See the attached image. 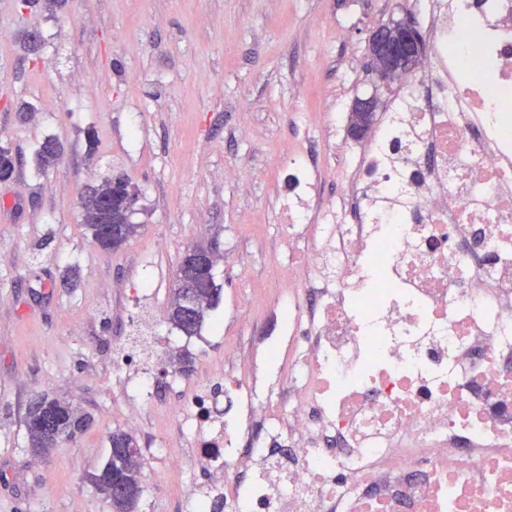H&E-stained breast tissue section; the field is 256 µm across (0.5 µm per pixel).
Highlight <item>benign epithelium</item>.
Instances as JSON below:
<instances>
[{"label":"benign epithelium","instance_id":"7a95c632","mask_svg":"<svg viewBox=\"0 0 512 512\" xmlns=\"http://www.w3.org/2000/svg\"><path fill=\"white\" fill-rule=\"evenodd\" d=\"M425 40L409 16L391 19L373 30L368 39L367 66L384 86L415 72L422 64ZM379 99L372 94L351 105L348 132L354 139L365 136L374 123Z\"/></svg>","mask_w":512,"mask_h":512}]
</instances>
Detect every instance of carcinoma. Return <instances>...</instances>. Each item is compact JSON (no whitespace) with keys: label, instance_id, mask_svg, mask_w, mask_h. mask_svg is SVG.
Returning a JSON list of instances; mask_svg holds the SVG:
<instances>
[{"label":"carcinoma","instance_id":"carcinoma-1","mask_svg":"<svg viewBox=\"0 0 512 512\" xmlns=\"http://www.w3.org/2000/svg\"><path fill=\"white\" fill-rule=\"evenodd\" d=\"M60 145L48 139L40 147L38 159L42 168L53 166L61 156ZM17 173L12 150L0 146V178L10 180ZM128 181L121 175H108L86 188L80 201L82 224L102 249L114 251L137 233L132 223L134 211L123 207L129 193ZM113 197L114 206L104 211L100 207L103 194ZM210 245L202 244L186 253L178 267L177 288L173 289L168 307L169 322L185 336H195L202 327L206 312L218 305L221 288L215 282L214 272L207 269L198 274L200 263L206 260ZM83 427L78 410L69 400L38 394L32 400L26 415L29 447L35 451L52 448ZM110 453L102 469L92 475L96 490L109 502L112 512H133L142 494L140 450L132 435L116 431L109 437ZM123 475L128 492L123 498L112 496V476Z\"/></svg>","mask_w":512,"mask_h":512}]
</instances>
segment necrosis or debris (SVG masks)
Segmentation results:
<instances>
[{"mask_svg": "<svg viewBox=\"0 0 512 512\" xmlns=\"http://www.w3.org/2000/svg\"><path fill=\"white\" fill-rule=\"evenodd\" d=\"M428 54L333 173L288 158L292 289L175 411L181 512H512V0H409Z\"/></svg>", "mask_w": 512, "mask_h": 512, "instance_id": "obj_1", "label": "necrosis or debris"}]
</instances>
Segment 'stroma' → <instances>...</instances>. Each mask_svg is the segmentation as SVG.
Returning a JSON list of instances; mask_svg holds the SVG:
<instances>
[{"mask_svg": "<svg viewBox=\"0 0 512 512\" xmlns=\"http://www.w3.org/2000/svg\"><path fill=\"white\" fill-rule=\"evenodd\" d=\"M401 15L399 0H66L51 12L0 0V145L22 158L0 182V512H112L90 476L140 404L135 378L112 372L122 344L155 373V408L133 433L136 512H167L200 463L171 414L169 376L222 392L238 306L265 307L289 275L271 220L287 167L270 160L328 154L296 101L387 100L365 67L368 38ZM26 30L41 34L38 54L20 47ZM49 138L63 155L43 171ZM110 171L139 196V230L111 252L80 220L86 186ZM211 240L241 264L216 261L223 298L189 337L166 317L170 292L186 251ZM39 393L70 400L86 426L35 452L25 418ZM153 440L185 454L182 473L147 455Z\"/></svg>", "mask_w": 512, "mask_h": 512, "instance_id": "stroma-1", "label": "stroma"}]
</instances>
